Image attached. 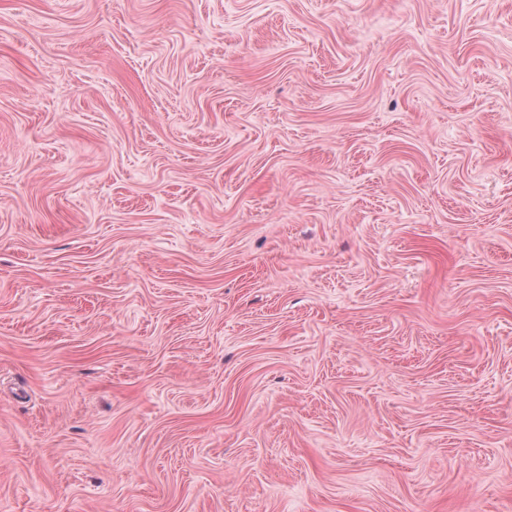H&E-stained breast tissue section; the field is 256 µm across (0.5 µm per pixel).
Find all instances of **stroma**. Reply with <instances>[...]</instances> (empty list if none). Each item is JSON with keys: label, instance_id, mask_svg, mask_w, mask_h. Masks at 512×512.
<instances>
[{"label": "stroma", "instance_id": "35a3bbf8", "mask_svg": "<svg viewBox=\"0 0 512 512\" xmlns=\"http://www.w3.org/2000/svg\"><path fill=\"white\" fill-rule=\"evenodd\" d=\"M0 512H512V0H0Z\"/></svg>", "mask_w": 512, "mask_h": 512}]
</instances>
